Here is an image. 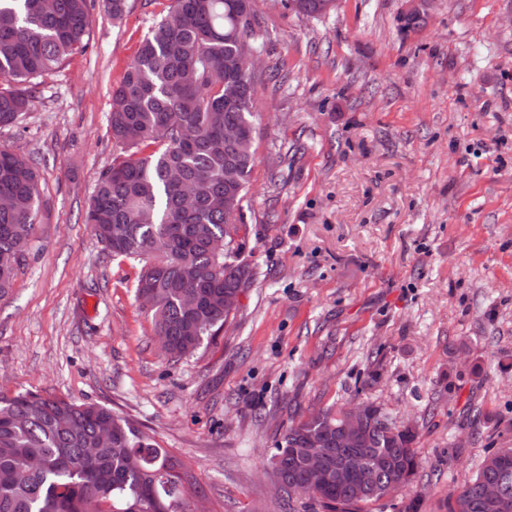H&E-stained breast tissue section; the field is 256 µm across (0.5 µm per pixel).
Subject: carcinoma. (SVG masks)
<instances>
[{
	"label": "carcinoma",
	"instance_id": "carcinoma-1",
	"mask_svg": "<svg viewBox=\"0 0 512 512\" xmlns=\"http://www.w3.org/2000/svg\"><path fill=\"white\" fill-rule=\"evenodd\" d=\"M93 0H0V127L19 122L31 96L13 83L60 68L88 44ZM255 0H170L150 28L113 90L108 126L119 152L101 172L85 223L114 257L143 263L136 291L152 298L149 311L157 344L178 362L198 354L224 328L231 311L224 297L255 280L244 258L247 225L241 202L256 164L257 89L243 57L263 50L255 30ZM242 88L224 102L227 81ZM238 140L224 143V128ZM35 162L18 161L0 147V297L15 283L33 249L40 212ZM191 189L194 205H183ZM371 425L360 454L367 479L319 491L321 512H368L396 487L397 512H418L425 489L414 487L422 460L418 431L391 422L382 406L366 401ZM343 412L334 403L289 420L271 456L273 469L288 464L292 488L304 493L311 479L299 468L302 448L330 447V426ZM190 467L132 421L105 405L53 394L0 392V512H191L199 484L188 489ZM489 482L502 503L483 496ZM449 512H512V448L486 456L460 487Z\"/></svg>",
	"mask_w": 512,
	"mask_h": 512
}]
</instances>
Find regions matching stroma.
I'll return each mask as SVG.
<instances>
[{"label":"stroma","mask_w":512,"mask_h":512,"mask_svg":"<svg viewBox=\"0 0 512 512\" xmlns=\"http://www.w3.org/2000/svg\"><path fill=\"white\" fill-rule=\"evenodd\" d=\"M169 0L91 11L88 48L37 79L0 146L37 161L35 248L0 298V392L104 404L194 469L208 512L284 508L268 472L291 414L371 400L419 430L420 512L512 447V0H256V279L173 363L135 296L142 265L85 224L117 146L112 91ZM381 376L368 381L372 360ZM481 412L473 414L470 405Z\"/></svg>","instance_id":"1"}]
</instances>
